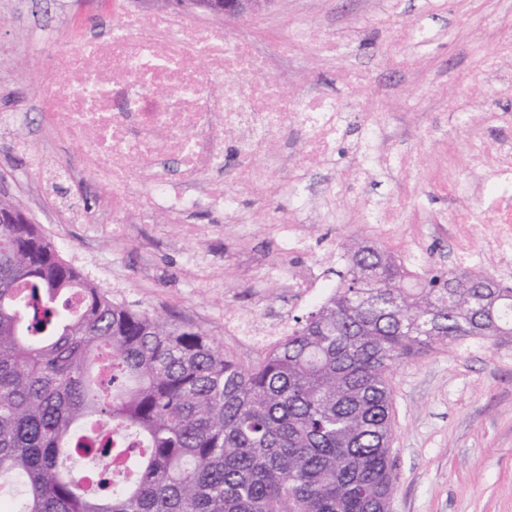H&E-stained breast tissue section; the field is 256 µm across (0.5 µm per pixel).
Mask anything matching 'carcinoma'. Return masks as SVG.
Wrapping results in <instances>:
<instances>
[{"label":"carcinoma","instance_id":"obj_1","mask_svg":"<svg viewBox=\"0 0 512 512\" xmlns=\"http://www.w3.org/2000/svg\"><path fill=\"white\" fill-rule=\"evenodd\" d=\"M336 291L250 364L0 224V497L19 512H390L392 369L512 336V286L342 244ZM111 353L102 363L103 351ZM123 458L86 488L64 461Z\"/></svg>","mask_w":512,"mask_h":512}]
</instances>
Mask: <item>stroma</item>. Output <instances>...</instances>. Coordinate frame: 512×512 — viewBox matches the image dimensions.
Returning <instances> with one entry per match:
<instances>
[{"label": "stroma", "instance_id": "obj_1", "mask_svg": "<svg viewBox=\"0 0 512 512\" xmlns=\"http://www.w3.org/2000/svg\"><path fill=\"white\" fill-rule=\"evenodd\" d=\"M413 37L393 41L396 25ZM229 34L252 31L273 50L284 30L303 28L335 42L336 56L297 40L284 89L301 97L309 86L360 103L329 162L295 177L291 169L259 170L253 186L226 179L250 224L238 226L207 208L186 224L150 216L114 230L105 190L77 163L75 146L55 140L39 110L41 83L56 30L103 38L112 29V0H0V195L14 202L56 245L61 258L116 302L197 326L240 361L253 360L254 336H236L232 314L270 324L322 303L313 289L267 279L274 266L315 268L334 287L339 244L364 239L401 256L419 248L443 268L483 272L512 284V224H458L462 197L449 180L478 190L492 166L471 167V134L507 135L500 113L512 97V0H274L247 19L228 18ZM407 54L414 68H391ZM349 70L354 82L339 79ZM386 122L384 146L405 157L391 172L355 168L365 141L363 113ZM300 183L315 209L301 249L285 251L267 217L287 206L285 193L263 186ZM401 223H361L364 208ZM398 479L392 512H512V337L450 342L400 363L391 376Z\"/></svg>", "mask_w": 512, "mask_h": 512}]
</instances>
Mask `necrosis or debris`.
<instances>
[{
    "instance_id": "1",
    "label": "necrosis or debris",
    "mask_w": 512,
    "mask_h": 512,
    "mask_svg": "<svg viewBox=\"0 0 512 512\" xmlns=\"http://www.w3.org/2000/svg\"><path fill=\"white\" fill-rule=\"evenodd\" d=\"M112 15L104 40L57 33L41 98L57 137L111 190L115 223L138 224L154 212L182 224L203 205L227 223H243L237 195L212 177L230 141L244 185L253 184L256 169L281 167L288 131L304 134L295 170L334 154L345 118L339 100L309 94L296 102L264 78L287 61V47L261 52L252 35H228L223 24L192 12L141 13L114 0ZM470 158L496 169L481 197L495 207L491 223L512 224V145L479 140ZM137 175L149 180L148 194L132 190Z\"/></svg>"
}]
</instances>
